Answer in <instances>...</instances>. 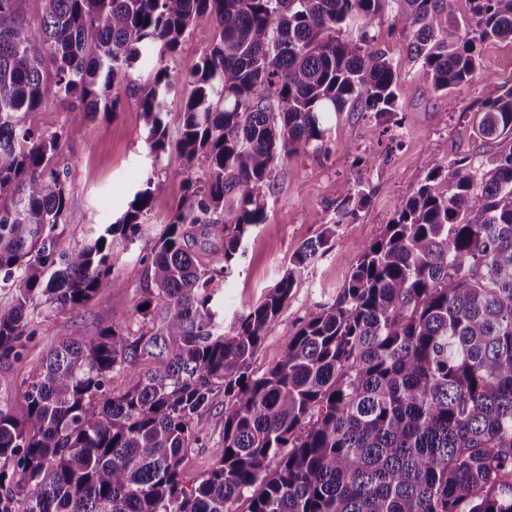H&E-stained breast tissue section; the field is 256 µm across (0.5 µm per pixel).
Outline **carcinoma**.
<instances>
[{
    "label": "carcinoma",
    "instance_id": "obj_1",
    "mask_svg": "<svg viewBox=\"0 0 512 512\" xmlns=\"http://www.w3.org/2000/svg\"><path fill=\"white\" fill-rule=\"evenodd\" d=\"M27 2L0 0V361H23L54 326L44 312L87 306L117 268L141 296L133 319L49 350L20 382L23 405L0 409V512H512V82L476 119L505 149L429 159L280 361L253 369L335 226L224 328V282L268 218L282 159L320 148L340 112L398 122L373 23L388 13L417 80L453 110L482 44L512 45V0H466L460 16L455 0H36L34 15ZM190 36L210 49L179 79L163 59ZM179 82L171 141L164 99ZM122 91L140 95L150 153L186 171L168 224L131 261L154 180L97 236L65 245L55 160L81 122L31 123L50 101L114 114ZM368 199L348 189L338 223ZM219 398L224 455L188 488L185 450Z\"/></svg>",
    "mask_w": 512,
    "mask_h": 512
}]
</instances>
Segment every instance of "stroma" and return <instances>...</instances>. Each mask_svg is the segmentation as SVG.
Returning <instances> with one entry per match:
<instances>
[{"instance_id": "obj_1", "label": "stroma", "mask_w": 512, "mask_h": 512, "mask_svg": "<svg viewBox=\"0 0 512 512\" xmlns=\"http://www.w3.org/2000/svg\"><path fill=\"white\" fill-rule=\"evenodd\" d=\"M372 33L397 73L403 123L381 134L360 113L345 112L332 122L322 150L301 152L280 163L268 199V218L247 237L245 253L226 281L225 323H232L279 280L298 246L316 239L326 225L336 224L348 188L364 186L370 201L358 211L355 223L336 224L329 250L298 277L278 327L253 359L256 370H265L282 359L288 335L310 306L335 300L359 259L361 243L378 238L392 219L396 202L422 184L426 160L489 155L500 149L499 143L480 138L475 117L481 101L495 96L501 84L512 79L511 45L498 41L483 44L474 79L452 91V98L459 103L452 112L446 99L415 80L407 44L391 31L388 20L377 22ZM146 136L137 95L125 94L116 114L84 119L81 137L64 144L56 161L71 189L67 219L61 227L63 243L83 244L96 235L100 225L115 221L149 177L159 186L149 231L158 233L168 223L183 195L181 180L172 175L182 162L166 155L154 159ZM139 295L136 281L114 271L105 297L59 315L53 332L38 337L24 361L1 362L0 374L8 375L9 380L0 384V409L22 404L20 381L49 349L68 335L131 318ZM223 416L224 409L218 406L199 421L200 442L187 449L184 457L186 480L201 477L223 456Z\"/></svg>"}]
</instances>
